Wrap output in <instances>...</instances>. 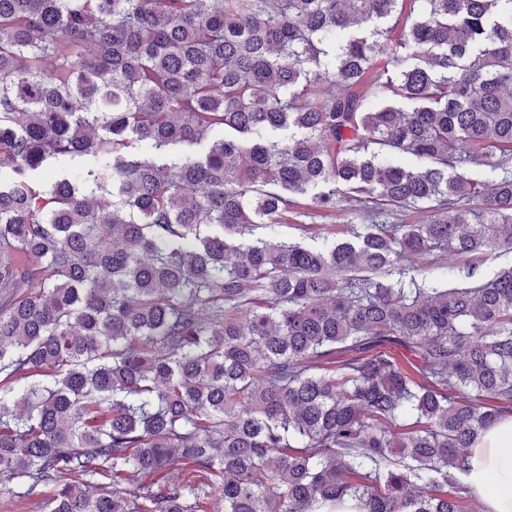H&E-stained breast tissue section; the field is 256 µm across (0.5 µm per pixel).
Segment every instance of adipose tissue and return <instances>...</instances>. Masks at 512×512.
<instances>
[{
	"label": "adipose tissue",
	"mask_w": 512,
	"mask_h": 512,
	"mask_svg": "<svg viewBox=\"0 0 512 512\" xmlns=\"http://www.w3.org/2000/svg\"><path fill=\"white\" fill-rule=\"evenodd\" d=\"M463 481L482 512H512V414L501 416L474 445Z\"/></svg>",
	"instance_id": "obj_1"
}]
</instances>
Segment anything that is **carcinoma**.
<instances>
[{
    "mask_svg": "<svg viewBox=\"0 0 512 512\" xmlns=\"http://www.w3.org/2000/svg\"><path fill=\"white\" fill-rule=\"evenodd\" d=\"M3 166L0 493L477 512L512 268L412 259L512 250V0H0ZM305 196L371 223L256 236ZM301 224H317L320 228H312L307 232H304ZM333 225L328 226L329 233H323L324 230H321L322 225ZM362 223L359 220L354 221L351 224H346L342 219L336 218V220L331 218L324 217H304L295 214H288V220L283 221L281 224H276L274 226L273 233L276 238L288 241V242H302V244L319 246L324 242H332L334 240L340 241L346 238H349V231L352 229H357L362 231ZM315 236V238H313ZM439 261L441 262L440 264H444L443 268H439V269L431 268L430 269L427 267V265L423 259H418L416 261V263L419 266V268H421V269L419 270V272L416 275L417 279L420 280L424 276L432 275L433 277H436L440 281V283L448 284V287L463 285L464 283L467 282V280L464 277V273H462V272H460V276L457 275V277L448 281V263L459 268L461 271V270H463V265H464V261L462 260V258L445 255L444 260H439Z\"/></svg>",
    "mask_w": 512,
    "mask_h": 512,
    "instance_id": "carcinoma-1",
    "label": "carcinoma"
}]
</instances>
